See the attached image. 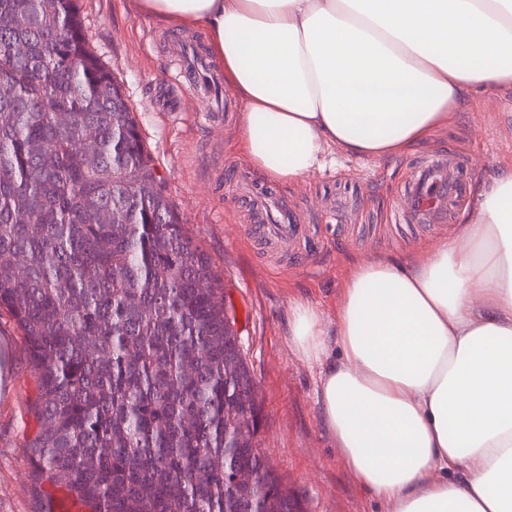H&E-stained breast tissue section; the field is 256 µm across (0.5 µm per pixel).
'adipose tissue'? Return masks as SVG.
Listing matches in <instances>:
<instances>
[{"label": "adipose tissue", "mask_w": 512, "mask_h": 512, "mask_svg": "<svg viewBox=\"0 0 512 512\" xmlns=\"http://www.w3.org/2000/svg\"><path fill=\"white\" fill-rule=\"evenodd\" d=\"M197 27L244 103L251 168L292 184L400 155L471 90L512 86V0H138ZM452 237L352 270L335 322L290 307L319 416L384 512H512V165Z\"/></svg>", "instance_id": "obj_1"}]
</instances>
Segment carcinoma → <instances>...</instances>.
<instances>
[{"instance_id": "obj_1", "label": "carcinoma", "mask_w": 512, "mask_h": 512, "mask_svg": "<svg viewBox=\"0 0 512 512\" xmlns=\"http://www.w3.org/2000/svg\"><path fill=\"white\" fill-rule=\"evenodd\" d=\"M0 308L35 371L38 482L89 512H296L251 482L257 445L229 447L257 401L224 281L77 0H0Z\"/></svg>"}]
</instances>
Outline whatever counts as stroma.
<instances>
[{
    "mask_svg": "<svg viewBox=\"0 0 512 512\" xmlns=\"http://www.w3.org/2000/svg\"><path fill=\"white\" fill-rule=\"evenodd\" d=\"M91 50L112 70L136 115L158 175L193 240L210 255L233 302L240 338L256 383V438L269 467L298 512H382L357 481L318 414V371L288 343L293 301L335 320L351 268L364 256L402 258L423 243L453 234L456 224H398L392 211L414 166L436 150L468 160L475 179L512 164V87L475 90L470 104L452 113L427 141L389 159L337 152L333 163L301 182L275 186L281 205L308 224L298 260L267 252L244 220L247 201L232 184L253 174L240 154L239 112L207 121L191 82L173 108L159 90L179 62L170 44L203 31L172 29L138 13L135 0H79ZM36 380L23 338L0 310V512H45L25 445L36 430L29 407Z\"/></svg>",
    "mask_w": 512,
    "mask_h": 512,
    "instance_id": "1",
    "label": "stroma"
}]
</instances>
